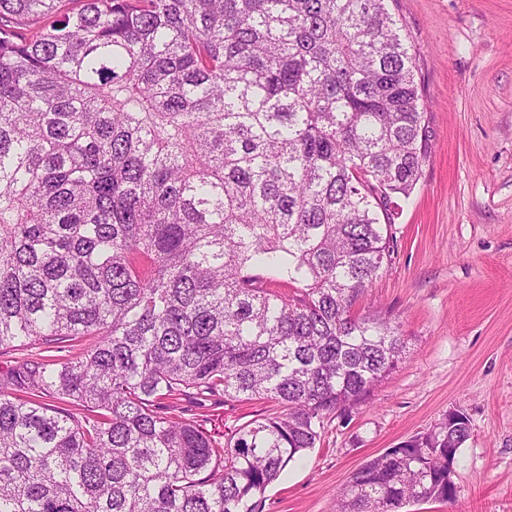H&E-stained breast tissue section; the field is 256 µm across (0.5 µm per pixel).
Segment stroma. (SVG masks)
Wrapping results in <instances>:
<instances>
[{
    "label": "stroma",
    "instance_id": "obj_1",
    "mask_svg": "<svg viewBox=\"0 0 512 512\" xmlns=\"http://www.w3.org/2000/svg\"><path fill=\"white\" fill-rule=\"evenodd\" d=\"M419 57L431 150L410 198H396L392 259L356 309L390 312L407 354L371 398L324 421L264 512H335L364 462L470 420L454 502L402 512H512V0H389ZM221 400L185 415L230 433L267 413Z\"/></svg>",
    "mask_w": 512,
    "mask_h": 512
}]
</instances>
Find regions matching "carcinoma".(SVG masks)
Wrapping results in <instances>:
<instances>
[{
  "instance_id": "carcinoma-1",
  "label": "carcinoma",
  "mask_w": 512,
  "mask_h": 512,
  "mask_svg": "<svg viewBox=\"0 0 512 512\" xmlns=\"http://www.w3.org/2000/svg\"><path fill=\"white\" fill-rule=\"evenodd\" d=\"M0 0V512H263L406 355L354 306L430 148L387 0ZM267 400L227 441L185 397ZM57 404L48 405L43 398ZM360 466L336 512L452 502L469 439ZM38 346H18L15 343V347H3L0 348V368L6 369L8 366L19 360H32V361H43L46 359V355L54 354L44 352Z\"/></svg>"
}]
</instances>
